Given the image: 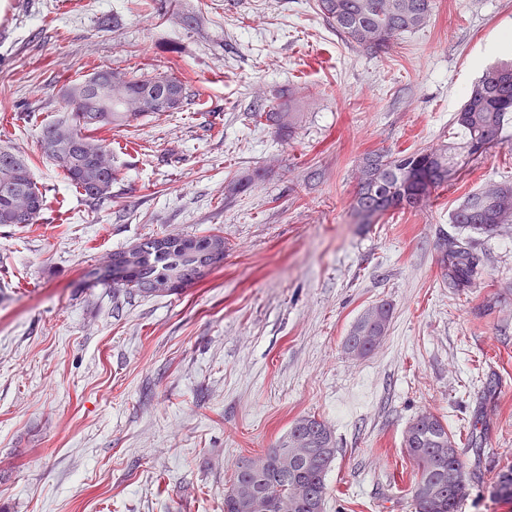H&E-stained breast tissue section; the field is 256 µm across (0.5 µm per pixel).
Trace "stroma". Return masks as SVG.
Returning <instances> with one entry per match:
<instances>
[{
  "mask_svg": "<svg viewBox=\"0 0 512 512\" xmlns=\"http://www.w3.org/2000/svg\"><path fill=\"white\" fill-rule=\"evenodd\" d=\"M512 0H435L375 54L317 0H0V146L30 156L42 221L0 226V512H224L238 462L302 416L336 436L324 512H415L409 423H447L470 478L459 512H512V224L476 237L484 278L449 288L438 245L461 197L512 181V126L424 207L357 223L360 158L447 139L483 72L512 59ZM168 73L174 113L107 132L112 199L87 203L43 156L63 84ZM294 103V138L250 116ZM219 231L222 267L181 294L87 284L156 233ZM392 316L354 358L368 307ZM391 309L386 303L373 305L363 311L352 324L343 341L345 352L353 357H364L372 352L386 336Z\"/></svg>",
  "mask_w": 512,
  "mask_h": 512,
  "instance_id": "obj_1",
  "label": "stroma"
}]
</instances>
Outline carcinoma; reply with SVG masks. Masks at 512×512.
<instances>
[{
    "label": "carcinoma",
    "mask_w": 512,
    "mask_h": 512,
    "mask_svg": "<svg viewBox=\"0 0 512 512\" xmlns=\"http://www.w3.org/2000/svg\"><path fill=\"white\" fill-rule=\"evenodd\" d=\"M324 20L348 41L375 53L386 51L394 39L425 26L434 0H317ZM112 85L102 98L106 112L69 107L68 116L43 127L44 154L64 180L79 189L85 200L99 204L112 198L117 170L108 158L107 140L98 131L124 126L140 117L178 110L188 98L186 85L176 77L139 76L133 71L107 68ZM278 131L293 137L304 113L255 111ZM512 122V62L486 70L455 113L452 126L457 141L431 149L393 154L365 153L358 164L357 190L352 209L360 224H373L393 211H412L433 191L454 179L474 158L497 145ZM46 197L34 182L31 160L8 147H0V224L25 227L37 224ZM451 223L468 237L496 234L512 224V182L489 183L467 194L451 214ZM224 235L157 233L111 254L112 264L129 271L126 283L88 273L94 285L112 289V297L143 298L180 293L202 281V268L215 255H224ZM448 286L458 291L473 288L483 274L480 258L459 240L444 249ZM391 309L386 303L363 311L343 341L345 352L364 357L386 336ZM403 448L417 464L413 486L415 512H458L465 472L448 425L433 413L416 416L403 436ZM336 436L314 416L295 419L275 448L237 465L231 486L224 491V512H323L326 476L335 460ZM491 495L512 501V466L501 469L491 483Z\"/></svg>",
    "instance_id": "cac0c4a2"
}]
</instances>
